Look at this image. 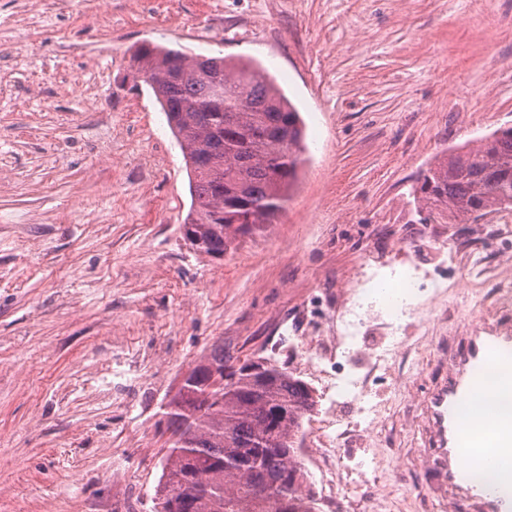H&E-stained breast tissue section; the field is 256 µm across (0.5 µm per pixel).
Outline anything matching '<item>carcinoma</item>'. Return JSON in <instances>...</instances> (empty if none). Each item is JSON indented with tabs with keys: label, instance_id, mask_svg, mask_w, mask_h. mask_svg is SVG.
Segmentation results:
<instances>
[{
	"label": "carcinoma",
	"instance_id": "obj_1",
	"mask_svg": "<svg viewBox=\"0 0 512 512\" xmlns=\"http://www.w3.org/2000/svg\"><path fill=\"white\" fill-rule=\"evenodd\" d=\"M132 67L151 79L183 153L190 248L217 259L277 223L298 178L304 124L276 80L251 60L151 44L136 50ZM409 196L422 224L474 223L511 208L512 129L444 154ZM233 366L224 347L214 349L168 403L173 439L155 512H317L298 460V434L315 406L310 388L275 364L261 379L240 372L226 383Z\"/></svg>",
	"mask_w": 512,
	"mask_h": 512
}]
</instances>
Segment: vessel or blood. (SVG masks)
Listing matches in <instances>:
<instances>
[{
    "label": "vessel or blood",
    "mask_w": 512,
    "mask_h": 512,
    "mask_svg": "<svg viewBox=\"0 0 512 512\" xmlns=\"http://www.w3.org/2000/svg\"><path fill=\"white\" fill-rule=\"evenodd\" d=\"M461 341L420 401L423 483L444 512H512V485L502 472L512 463V416L485 419L482 430L467 437L459 424L463 404L483 387L484 372L496 370L512 384V324L491 313Z\"/></svg>",
    "instance_id": "b4317fda"
}]
</instances>
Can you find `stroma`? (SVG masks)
Segmentation results:
<instances>
[{"label": "stroma", "mask_w": 512, "mask_h": 512, "mask_svg": "<svg viewBox=\"0 0 512 512\" xmlns=\"http://www.w3.org/2000/svg\"><path fill=\"white\" fill-rule=\"evenodd\" d=\"M150 42L252 58L306 126L286 211L220 261L179 230L182 153L131 70ZM510 126L512 0H0V512H153L165 405L218 343L304 380L308 439L365 463L366 488L310 473L318 512H439L412 469L422 385L512 284V224H419L409 190ZM378 262L447 286L396 331L368 309L360 427L303 352Z\"/></svg>", "instance_id": "stroma-1"}]
</instances>
